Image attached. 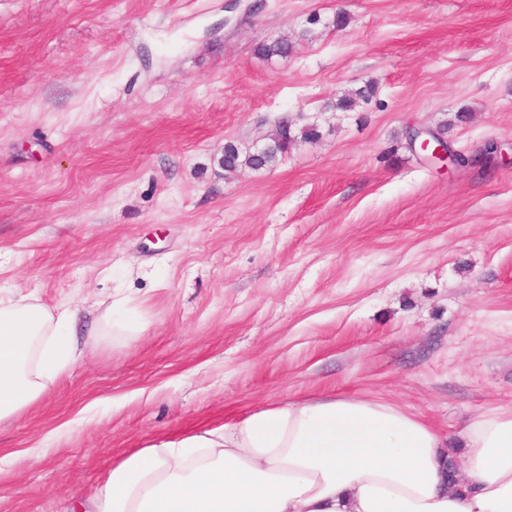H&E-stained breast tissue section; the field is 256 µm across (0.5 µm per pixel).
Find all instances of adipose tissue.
<instances>
[{"label":"adipose tissue","mask_w":512,"mask_h":512,"mask_svg":"<svg viewBox=\"0 0 512 512\" xmlns=\"http://www.w3.org/2000/svg\"><path fill=\"white\" fill-rule=\"evenodd\" d=\"M77 310L0 300V420L74 361ZM465 453L381 401L327 398L152 444L79 512H512V410L476 417Z\"/></svg>","instance_id":"adipose-tissue-1"}]
</instances>
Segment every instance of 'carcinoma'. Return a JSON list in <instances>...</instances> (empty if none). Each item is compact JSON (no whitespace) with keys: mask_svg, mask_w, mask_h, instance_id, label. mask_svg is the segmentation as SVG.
I'll return each mask as SVG.
<instances>
[{"mask_svg":"<svg viewBox=\"0 0 512 512\" xmlns=\"http://www.w3.org/2000/svg\"><path fill=\"white\" fill-rule=\"evenodd\" d=\"M292 50L293 44L288 40L275 39L262 44L258 52L263 57H286ZM316 137H318L316 126L305 125L298 129L295 121L284 119L277 123L271 142L261 151L243 155L236 145L227 144L224 147V163H222V166L227 172H235L243 166L254 170L269 168L276 163L279 157L287 154L290 147L296 144L298 139L312 140Z\"/></svg>","mask_w":512,"mask_h":512,"instance_id":"obj_1","label":"carcinoma"}]
</instances>
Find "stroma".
<instances>
[{
  "mask_svg": "<svg viewBox=\"0 0 512 512\" xmlns=\"http://www.w3.org/2000/svg\"><path fill=\"white\" fill-rule=\"evenodd\" d=\"M299 113L318 139L225 173ZM413 124L466 164L433 171ZM510 151L512 0H0V298L88 324L0 420V512H70L137 449L309 398L463 448L512 408ZM118 298L138 331L97 324Z\"/></svg>",
  "mask_w": 512,
  "mask_h": 512,
  "instance_id": "35a3bbf8",
  "label": "stroma"
}]
</instances>
